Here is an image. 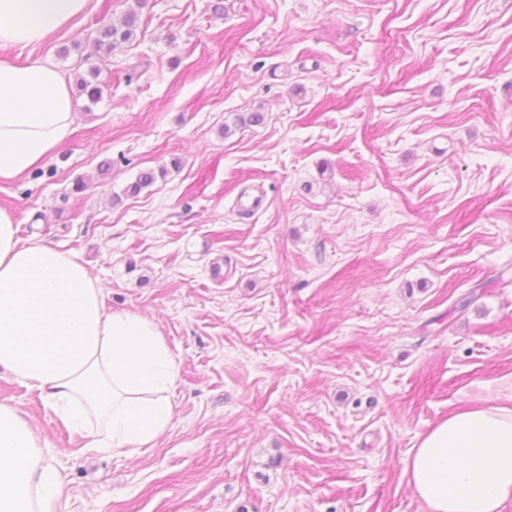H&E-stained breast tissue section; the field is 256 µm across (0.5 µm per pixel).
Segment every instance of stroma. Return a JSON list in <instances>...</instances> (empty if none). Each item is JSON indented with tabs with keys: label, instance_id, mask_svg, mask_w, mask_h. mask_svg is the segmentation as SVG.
Here are the masks:
<instances>
[{
	"label": "stroma",
	"instance_id": "1",
	"mask_svg": "<svg viewBox=\"0 0 512 512\" xmlns=\"http://www.w3.org/2000/svg\"><path fill=\"white\" fill-rule=\"evenodd\" d=\"M133 7L135 39L97 52ZM34 52L98 69L102 98L75 92L72 136L0 208L177 363L132 457L0 378L66 512H426L419 437L512 408V0H90Z\"/></svg>",
	"mask_w": 512,
	"mask_h": 512
}]
</instances>
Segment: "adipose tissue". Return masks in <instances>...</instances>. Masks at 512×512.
I'll return each mask as SVG.
<instances>
[{"label":"adipose tissue","instance_id":"obj_1","mask_svg":"<svg viewBox=\"0 0 512 512\" xmlns=\"http://www.w3.org/2000/svg\"><path fill=\"white\" fill-rule=\"evenodd\" d=\"M90 0H0V45L38 47L86 13ZM76 102L50 61L0 58V183L53 157L70 138ZM176 362L141 315L108 310L88 268L22 240L0 209V374L42 398L87 447L125 455L150 448L172 415ZM47 442L0 401V512H65ZM428 512H506L512 504V409L456 411L421 436L406 460Z\"/></svg>","mask_w":512,"mask_h":512}]
</instances>
